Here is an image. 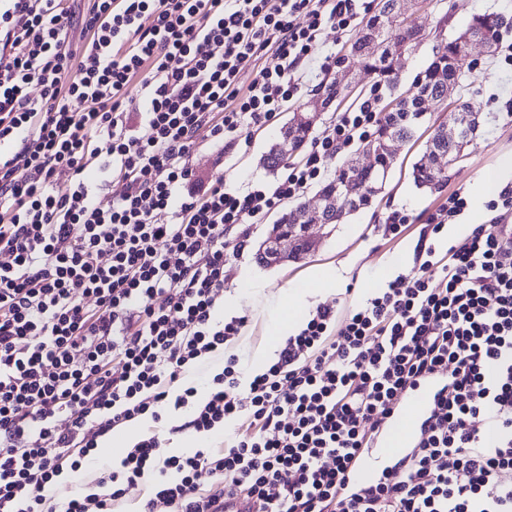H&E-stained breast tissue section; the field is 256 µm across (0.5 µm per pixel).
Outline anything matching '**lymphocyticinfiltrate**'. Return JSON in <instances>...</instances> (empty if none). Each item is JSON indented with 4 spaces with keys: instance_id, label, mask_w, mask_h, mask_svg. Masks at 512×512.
<instances>
[{
    "instance_id": "1",
    "label": "lymphocytic infiltrate",
    "mask_w": 512,
    "mask_h": 512,
    "mask_svg": "<svg viewBox=\"0 0 512 512\" xmlns=\"http://www.w3.org/2000/svg\"><path fill=\"white\" fill-rule=\"evenodd\" d=\"M358 16L357 0H0V512H56L46 488L80 472L98 437L179 411L199 435L248 426L216 453L141 439L63 512H112L148 476L141 512H224L231 496L256 512H512V189L464 244L422 247L419 268L344 318L317 308L264 369L243 375L229 352L244 326L218 316L226 251L246 246L233 229L368 138L381 97L337 113L284 178L242 196L217 183L182 197L190 158L268 125L303 65L329 68L324 29ZM214 354L224 367L202 398L186 373ZM433 378L418 445L348 490L381 420Z\"/></svg>"
}]
</instances>
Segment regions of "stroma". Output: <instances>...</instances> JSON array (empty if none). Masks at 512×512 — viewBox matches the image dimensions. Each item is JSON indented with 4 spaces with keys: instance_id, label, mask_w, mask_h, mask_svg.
<instances>
[{
    "instance_id": "35a3bbf8",
    "label": "stroma",
    "mask_w": 512,
    "mask_h": 512,
    "mask_svg": "<svg viewBox=\"0 0 512 512\" xmlns=\"http://www.w3.org/2000/svg\"><path fill=\"white\" fill-rule=\"evenodd\" d=\"M500 13L512 18V0H422L415 15L427 37L422 46L398 61L400 90L411 88L415 78L432 59L437 36H450L462 30L474 15ZM512 45V27L503 29L500 43L492 56L480 64L463 59L459 62L462 83L451 97V103H471L480 114V126L467 157L448 172V181L437 189L417 187L412 166L419 159L423 143L431 135L430 125H421L415 140L394 145L395 161L382 190L373 196L369 207L349 216L345 223L314 227L311 231L314 249L306 258L277 266L257 261L262 239L282 214L274 209L248 225V243L242 253L228 256L224 272V317H241L245 325L230 351L236 354L244 373L263 368L271 362L268 353L274 340V326L281 314V301L292 288H308L305 311L316 307L333 308L338 316L357 306L366 295L385 287L387 282L416 264V250L426 233L423 213L435 211L448 195L461 191L472 198L474 186L482 178L500 174L502 182L512 187V171H503L505 160H512V65L505 56ZM297 95L284 104L274 122L251 132L249 142H205L193 154L192 175L187 191L200 193L217 180L227 188L247 192L254 184L276 183L275 175L262 166V157L279 138L280 130L294 110L318 94L325 77L318 64L304 66L298 73ZM406 215L408 230L399 238L383 236L381 224L392 212ZM313 268L336 271V286L330 290L306 284L307 272ZM182 418L171 415L163 421L144 419V435L160 434L169 453L191 454L196 450H218L225 436L240 430L233 423L225 431L196 436L179 431Z\"/></svg>"
}]
</instances>
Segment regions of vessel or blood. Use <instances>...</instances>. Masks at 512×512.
I'll list each match as a JSON object with an SVG mask.
<instances>
[{
	"instance_id": "vessel-or-blood-1",
	"label": "vessel or blood",
	"mask_w": 512,
	"mask_h": 512,
	"mask_svg": "<svg viewBox=\"0 0 512 512\" xmlns=\"http://www.w3.org/2000/svg\"><path fill=\"white\" fill-rule=\"evenodd\" d=\"M432 397V387H420L383 420L378 436L350 475L353 487L378 483L386 468L412 448L427 417Z\"/></svg>"
}]
</instances>
